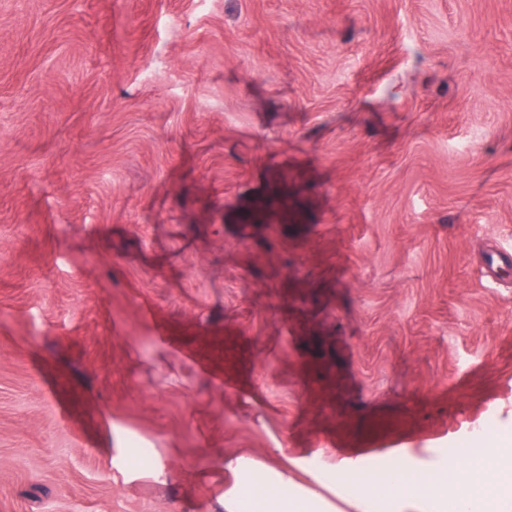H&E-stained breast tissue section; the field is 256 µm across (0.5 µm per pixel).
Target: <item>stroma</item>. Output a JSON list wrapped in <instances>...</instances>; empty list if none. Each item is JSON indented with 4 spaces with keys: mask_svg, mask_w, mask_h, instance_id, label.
<instances>
[{
    "mask_svg": "<svg viewBox=\"0 0 512 512\" xmlns=\"http://www.w3.org/2000/svg\"><path fill=\"white\" fill-rule=\"evenodd\" d=\"M511 411L512 0H0V512H353ZM248 492L254 493L261 512H301L298 507L310 508L307 512H328L326 502L317 503L305 497L298 496L297 491L288 486V480L280 474H267V480L262 476H256L244 484ZM255 491H258L256 493ZM288 508V510H285ZM319 508V510H317Z\"/></svg>",
    "mask_w": 512,
    "mask_h": 512,
    "instance_id": "35a3bbf8",
    "label": "stroma"
}]
</instances>
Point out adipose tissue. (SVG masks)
Returning a JSON list of instances; mask_svg holds the SVG:
<instances>
[{
    "label": "adipose tissue",
    "instance_id": "adipose-tissue-1",
    "mask_svg": "<svg viewBox=\"0 0 512 512\" xmlns=\"http://www.w3.org/2000/svg\"><path fill=\"white\" fill-rule=\"evenodd\" d=\"M336 481L352 486L354 512H512V446L449 460L439 472L397 466L367 475L342 465ZM247 490L261 512H328L327 503L303 501L279 474L254 477Z\"/></svg>",
    "mask_w": 512,
    "mask_h": 512
}]
</instances>
